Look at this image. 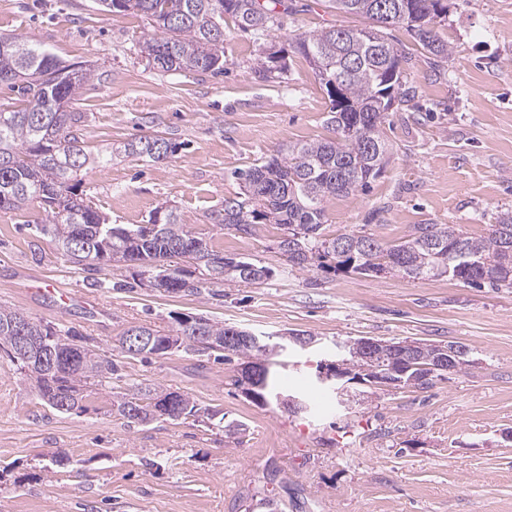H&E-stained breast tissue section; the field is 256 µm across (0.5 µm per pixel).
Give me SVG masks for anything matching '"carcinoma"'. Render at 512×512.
<instances>
[{
  "label": "carcinoma",
  "mask_w": 512,
  "mask_h": 512,
  "mask_svg": "<svg viewBox=\"0 0 512 512\" xmlns=\"http://www.w3.org/2000/svg\"><path fill=\"white\" fill-rule=\"evenodd\" d=\"M216 0H98L104 12L130 11L150 20L153 33L138 42V51L148 64L170 71L220 73L224 71V17L229 16L243 31L265 32L277 22V7L288 10L285 0H221L224 15L213 16ZM325 8L364 20L354 27L325 26L304 33L296 41L297 51L313 66L330 100L327 124L335 136L295 143L280 150L261 165L243 174L242 195L224 200L214 215L217 224L248 234L255 224H276L284 230L279 250H288V262L301 269L316 267L326 272L377 276L394 274L403 279L449 278L469 286L512 289V211H503L490 225L488 235L469 236L458 224H415L407 238L387 245L355 232L326 238L321 229L326 203L365 188L381 172L386 145L381 126L389 112L415 97L405 81V67L412 56L388 37V30L404 27L435 62L448 58V43L435 27L448 13L446 0H325ZM0 84L18 88L27 106L0 111V211L38 203L48 220L37 227L54 239L67 260L76 265L125 263L150 274L161 262L184 258L202 268L176 276L173 293L186 296L220 295L226 282L258 285L267 280L265 266L229 272L224 256L182 224L178 214L157 208L147 223L129 228L112 224L79 192L80 172L103 162L88 152L79 134L83 116L74 106L82 90L97 71L79 63H66L40 45L16 36L0 35ZM279 51L265 49L257 59V70L267 77L284 71L278 65ZM48 74L41 84L30 83L35 75ZM109 155L133 156L158 162L149 141L142 137L111 147ZM161 214V221L154 220ZM20 312L0 306V349L28 373L41 397L59 398L68 410L79 407L90 382L100 386L119 376L116 360L84 345V337L27 318L26 335L52 349L74 365L60 369H38L14 350L12 322ZM204 335L222 341L235 327L202 317ZM136 329L154 337L145 355L171 352L166 341L182 337L175 350L207 352L209 343L177 326L164 333L148 325ZM233 354L246 358L235 381L256 402L281 394L270 367L259 363L267 352L239 346ZM339 373L350 380L368 381L358 361L348 353L338 355ZM261 371L257 387L248 388L247 372ZM178 416L210 415L209 410L178 392L136 386L119 403V415L132 424L157 419L152 406Z\"/></svg>",
  "instance_id": "carcinoma-1"
}]
</instances>
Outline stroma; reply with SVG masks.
I'll return each mask as SVG.
<instances>
[{
  "instance_id": "obj_1",
  "label": "stroma",
  "mask_w": 512,
  "mask_h": 512,
  "mask_svg": "<svg viewBox=\"0 0 512 512\" xmlns=\"http://www.w3.org/2000/svg\"><path fill=\"white\" fill-rule=\"evenodd\" d=\"M292 7L259 34L225 20L223 72L165 73L137 52L151 32L140 15L105 13L95 0H0V34L99 67L76 103L87 151L149 133L178 146L163 162L117 157L82 172L84 194L111 223L143 224L167 206L213 250L273 271L260 285L226 283L214 298L139 288L133 267L68 262L36 233L46 214L31 204L0 212V306L76 329L109 356L130 326L188 317L316 338L275 357L283 393L309 406L300 414L246 397L235 384L240 357L182 351L123 358L120 379L90 386L81 409L60 413L0 349V512H265L269 500L277 512H512V289L302 270L279 250V226L243 235L213 220L242 193L239 172L332 134L326 89L294 41L354 19L316 0ZM436 30L450 48L437 64L406 29H392L412 55L416 95L382 128L389 159L370 188L327 203L325 237L354 231L390 245L416 224L479 237L512 209V0H448ZM269 46L284 52L283 77L255 70ZM28 276L80 289L94 306L59 312L25 291ZM362 336L454 342L473 365L423 391L354 380L344 405L316 384V367ZM134 384L187 395L217 416L127 423L115 403ZM232 422L245 433L226 435Z\"/></svg>"
}]
</instances>
